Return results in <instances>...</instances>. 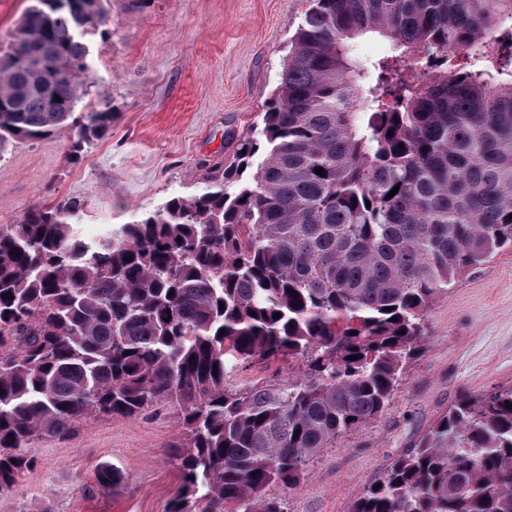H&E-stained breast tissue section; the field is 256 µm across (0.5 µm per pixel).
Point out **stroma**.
<instances>
[{"label":"stroma","instance_id":"35a3bbf8","mask_svg":"<svg viewBox=\"0 0 512 512\" xmlns=\"http://www.w3.org/2000/svg\"><path fill=\"white\" fill-rule=\"evenodd\" d=\"M305 0H112L108 42L91 44V87L73 124L0 153V224L35 203L81 201V230L128 224L174 196L188 197L230 156L231 133L259 120L280 80ZM110 103L106 135L80 157L78 120ZM408 376L377 419L336 439L294 488L269 486L283 512H350L460 390L512 384V249L433 302ZM298 362L252 359L235 381L287 383ZM180 407L94 416L61 435L39 434L33 465L0 491V512H167L182 478ZM118 474L101 484L100 470Z\"/></svg>","mask_w":512,"mask_h":512}]
</instances>
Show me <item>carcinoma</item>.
<instances>
[{
	"mask_svg": "<svg viewBox=\"0 0 512 512\" xmlns=\"http://www.w3.org/2000/svg\"><path fill=\"white\" fill-rule=\"evenodd\" d=\"M29 2L0 46V153L66 125L111 37L105 0ZM368 35L391 54L354 56ZM501 35L512 0H308L261 126L202 191L97 239L73 199L0 224V487L35 434L174 398L185 494L283 512L265 490L379 417L435 298L512 246ZM111 113L86 114L73 156ZM254 358L303 371L233 385ZM351 512H512V385L461 392Z\"/></svg>",
	"mask_w": 512,
	"mask_h": 512,
	"instance_id": "cac0c4a2",
	"label": "carcinoma"
}]
</instances>
